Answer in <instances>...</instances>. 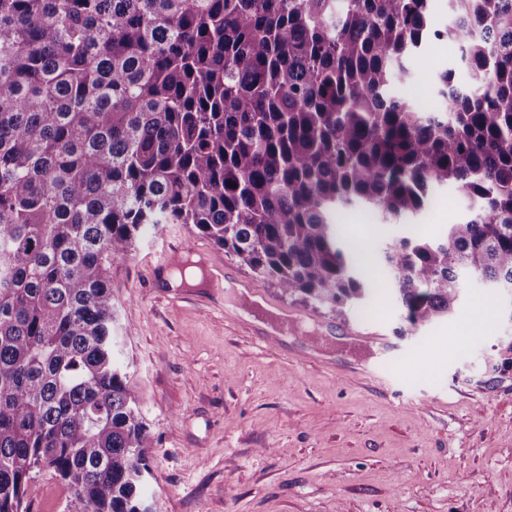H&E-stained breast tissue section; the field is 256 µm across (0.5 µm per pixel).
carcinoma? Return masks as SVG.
<instances>
[{
  "mask_svg": "<svg viewBox=\"0 0 512 512\" xmlns=\"http://www.w3.org/2000/svg\"><path fill=\"white\" fill-rule=\"evenodd\" d=\"M0 0V512L40 472L67 512H151L148 429L116 352L112 265L191 224L261 282L344 312L373 293L339 234L435 188L469 202L378 256L411 326L465 279L512 292V0ZM452 41L473 87L392 91Z\"/></svg>",
  "mask_w": 512,
  "mask_h": 512,
  "instance_id": "obj_1",
  "label": "carcinoma"
}]
</instances>
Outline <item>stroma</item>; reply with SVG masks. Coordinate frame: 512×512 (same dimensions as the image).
I'll list each match as a JSON object with an SVG mask.
<instances>
[{
  "label": "stroma",
  "mask_w": 512,
  "mask_h": 512,
  "mask_svg": "<svg viewBox=\"0 0 512 512\" xmlns=\"http://www.w3.org/2000/svg\"><path fill=\"white\" fill-rule=\"evenodd\" d=\"M408 96L438 101V75L471 85L458 45L411 53ZM467 202L435 191L417 217L434 239L460 222ZM350 239L375 255L398 224L364 209L339 216ZM233 270L239 288L209 293L170 286L157 257ZM378 289L368 314L336 313L255 280L188 224L144 234L112 267L117 350L148 426L152 512H512V300L478 308L486 294L465 283L453 315L396 335L402 310ZM256 287L249 300L240 288ZM298 311L285 321L283 309ZM390 337L384 351L368 333ZM31 512H64L68 490L53 474L31 482Z\"/></svg>",
  "instance_id": "1"
}]
</instances>
